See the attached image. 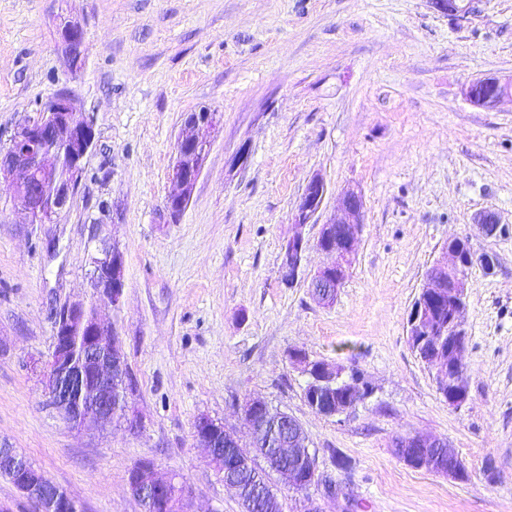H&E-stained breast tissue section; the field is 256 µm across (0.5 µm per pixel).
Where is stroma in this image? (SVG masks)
I'll use <instances>...</instances> for the list:
<instances>
[{
  "label": "stroma",
  "instance_id": "1",
  "mask_svg": "<svg viewBox=\"0 0 512 512\" xmlns=\"http://www.w3.org/2000/svg\"><path fill=\"white\" fill-rule=\"evenodd\" d=\"M83 26L70 70L53 18ZM512 77V0H474L467 18L432 0H0V143L52 94L93 114L79 189L53 224H29L0 181V446L24 454L84 512H141L127 478L144 459L179 475L196 512H240L193 440L206 416L251 437L240 407L264 399L302 425L320 484L278 475L283 512H512V100L470 104L480 77ZM222 116L192 197L164 206L187 113ZM323 214L349 190L364 200L351 268L332 303L310 292L326 261L320 227L296 229L307 181ZM495 212L486 239L477 217ZM307 242L293 285L280 276L295 232ZM496 258L473 266L463 320L470 396L437 391L406 331L427 270L449 238ZM125 257L119 310L106 311L133 390L129 412L79 432L33 370L53 344L55 307L87 300L89 258ZM356 372L372 394L328 418L304 398L292 351ZM447 441L451 479L397 458L396 438ZM334 492H327V485Z\"/></svg>",
  "mask_w": 512,
  "mask_h": 512
}]
</instances>
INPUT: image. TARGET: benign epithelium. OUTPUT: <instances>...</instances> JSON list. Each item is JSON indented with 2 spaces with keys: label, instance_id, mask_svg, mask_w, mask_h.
Masks as SVG:
<instances>
[{
  "label": "benign epithelium",
  "instance_id": "1",
  "mask_svg": "<svg viewBox=\"0 0 512 512\" xmlns=\"http://www.w3.org/2000/svg\"><path fill=\"white\" fill-rule=\"evenodd\" d=\"M446 13L466 17L470 6L461 0H432ZM58 47L68 66L81 67L86 52L83 27L73 20L63 8L55 18ZM463 95L469 102L484 107H494L502 100H512V79L498 77L477 78L467 83ZM222 116L208 108L188 113L175 143V157L171 180L177 193L169 196L165 210L175 218L188 204L197 180L204 168L212 146L210 134L216 132ZM94 121L90 117L78 120L74 116L71 95L61 90L51 96L32 115L24 116L14 127L8 142L0 148V179L14 183L12 206L24 211L30 224H52L67 208L84 170V160L93 147ZM327 187L324 179L315 175L309 179L303 194L296 203L292 221L298 232L290 238L282 252L283 280L293 283L301 268L306 242L299 229L319 222ZM362 196L347 191L340 199L338 211L321 223L317 247L326 257L324 265L313 275L310 288L321 303H330L347 276L352 263L353 247L361 224ZM486 270L494 267V256L489 252L476 254L467 239H449L442 249V256L428 269L424 283L407 318V334L426 336L432 330V307L448 299L453 303L452 319L458 332L451 356L426 355L425 362L438 366L436 373L439 393L448 397L456 408L469 400V389L461 383L464 375L462 356L466 349V329L462 311L468 290V276L462 270L474 263ZM90 288L92 299L88 303L63 304L54 313V342L50 358L40 367L50 403L64 420L80 430H93L112 425L128 407V369L116 346V329L102 318L105 307L118 309L125 286L124 253L117 246L102 250L92 258ZM297 361L304 365L310 376L308 389L323 383H333L341 377L336 368L319 360H310L303 353ZM362 382L343 384V404L327 412L333 417L355 407L352 395L361 391ZM266 405L261 400H248L242 408V417L252 436L263 433L276 434V424L264 415ZM194 440L209 452L214 470L224 476V485L234 489L242 507L254 506L263 501L270 510L278 499L267 496L265 478L256 475L253 496L244 495L236 479L237 471L247 460L234 432L224 424L209 417L196 421ZM292 447L284 455L295 462L293 466H280L279 475L293 483L305 476L307 484L320 481L315 456L311 455L299 431L291 432ZM399 452L405 463L418 469L430 468L428 448H444L440 438L416 435L398 440ZM10 468L23 476L28 498L43 502L45 484L49 480L29 459L14 448H0V466ZM155 465L140 462L129 475L128 486L133 497L144 499L163 497L172 512H193L192 491L176 475L155 478ZM49 512H78L79 505L62 490H57L47 504Z\"/></svg>",
  "mask_w": 512,
  "mask_h": 512
}]
</instances>
